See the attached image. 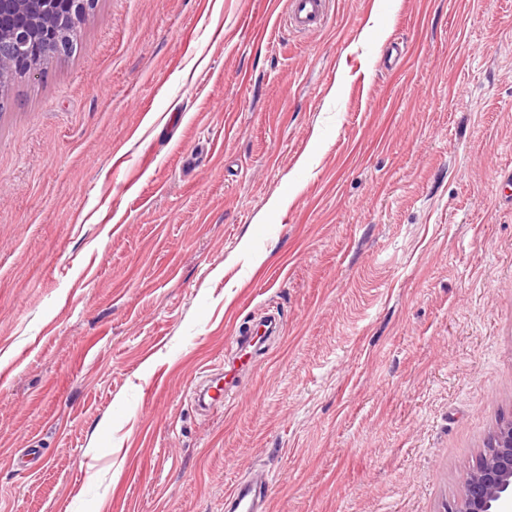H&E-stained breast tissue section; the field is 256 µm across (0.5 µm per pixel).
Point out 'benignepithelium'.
I'll use <instances>...</instances> for the list:
<instances>
[{"label": "benign epithelium", "mask_w": 512, "mask_h": 512, "mask_svg": "<svg viewBox=\"0 0 512 512\" xmlns=\"http://www.w3.org/2000/svg\"><path fill=\"white\" fill-rule=\"evenodd\" d=\"M94 0H0V93L13 65L29 60L25 74L43 75L42 62L64 53L62 38L72 40ZM490 449L470 470L453 512H512V422L487 438Z\"/></svg>", "instance_id": "benign-epithelium-1"}]
</instances>
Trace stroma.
I'll list each match as a JSON object with an SVG mask.
<instances>
[{
    "label": "stroma",
    "instance_id": "35a3bbf8",
    "mask_svg": "<svg viewBox=\"0 0 512 512\" xmlns=\"http://www.w3.org/2000/svg\"><path fill=\"white\" fill-rule=\"evenodd\" d=\"M266 11L95 0L9 85L0 512H446L512 421V0ZM329 3L328 0H289L284 21L299 33L314 32L327 21ZM277 334L278 324L274 319L261 318L249 321L234 339L237 353L232 360L225 362L224 374H220L219 378L211 380L198 393L197 401L199 405L210 409L221 406L223 400L226 402L237 386L239 373L254 365L265 343L271 336ZM266 479L248 481L240 479L235 482L226 495L224 510L227 512H263L268 491Z\"/></svg>",
    "mask_w": 512,
    "mask_h": 512
}]
</instances>
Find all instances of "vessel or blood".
Here are the masks:
<instances>
[{"label":"vessel or blood","instance_id":"b4317fda","mask_svg":"<svg viewBox=\"0 0 512 512\" xmlns=\"http://www.w3.org/2000/svg\"><path fill=\"white\" fill-rule=\"evenodd\" d=\"M328 16L329 0H288L284 21L297 32L311 33L323 27ZM277 333L276 321H249L234 339L237 353L225 362L223 374L198 393L199 405L207 409L222 405L236 388L240 372L254 365L265 343ZM267 488L263 479L236 481L225 498V512H263Z\"/></svg>","mask_w":512,"mask_h":512}]
</instances>
